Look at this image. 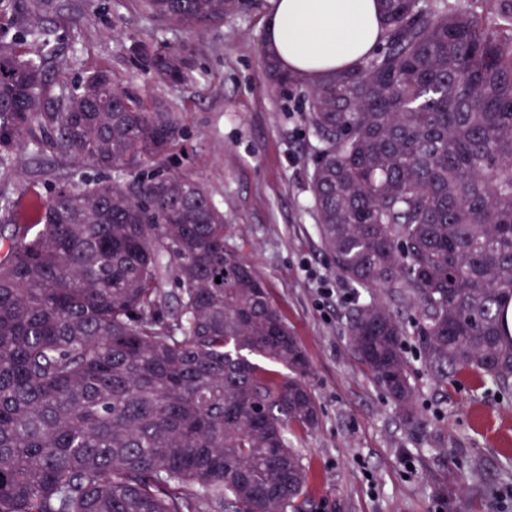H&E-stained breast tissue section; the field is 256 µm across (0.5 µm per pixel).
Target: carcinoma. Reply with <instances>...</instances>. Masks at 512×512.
<instances>
[{"mask_svg":"<svg viewBox=\"0 0 512 512\" xmlns=\"http://www.w3.org/2000/svg\"><path fill=\"white\" fill-rule=\"evenodd\" d=\"M382 0L372 58L306 85L324 144L309 174L324 253L340 276L420 303L426 367L512 389V0ZM172 27L224 23L245 0H141ZM28 29L0 41V173L32 144L43 164L127 177L62 186L14 219L0 255V512H302L308 470L288 424L314 429L306 356L224 212L192 175H143L183 134L108 69L49 106L63 70ZM167 84L187 44L134 41ZM38 228L34 235L32 228ZM173 274L176 305L162 282ZM352 351L414 419L406 331L392 307L353 309ZM288 371L274 377L261 362Z\"/></svg>","mask_w":512,"mask_h":512,"instance_id":"obj_1","label":"carcinoma"}]
</instances>
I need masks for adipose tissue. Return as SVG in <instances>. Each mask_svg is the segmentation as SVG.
Masks as SVG:
<instances>
[{
	"label": "adipose tissue",
	"mask_w": 512,
	"mask_h": 512,
	"mask_svg": "<svg viewBox=\"0 0 512 512\" xmlns=\"http://www.w3.org/2000/svg\"><path fill=\"white\" fill-rule=\"evenodd\" d=\"M383 34L379 0H268L264 51L313 85L371 56Z\"/></svg>",
	"instance_id": "obj_1"
}]
</instances>
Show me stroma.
<instances>
[{
  "instance_id": "1",
  "label": "stroma",
  "mask_w": 512,
  "mask_h": 512,
  "mask_svg": "<svg viewBox=\"0 0 512 512\" xmlns=\"http://www.w3.org/2000/svg\"><path fill=\"white\" fill-rule=\"evenodd\" d=\"M267 0H248L223 25L201 32L169 28L139 0H62L41 16L66 73L52 100L73 91L91 69L106 68L133 94L184 110V134L158 169L192 174L224 212L229 243L265 283L310 363L320 406L312 430L289 429L309 469L307 512H498L512 488V393L461 373L442 384L420 356L418 308L391 293L343 279L322 250L309 173L322 144L304 121L301 93L283 91L264 67ZM190 43L197 70L181 86L148 79L129 58L131 40ZM57 181L36 166L4 185L20 206L55 183L99 178L63 166ZM391 303L407 331L416 395L408 424L350 350L349 315L372 300Z\"/></svg>"
}]
</instances>
